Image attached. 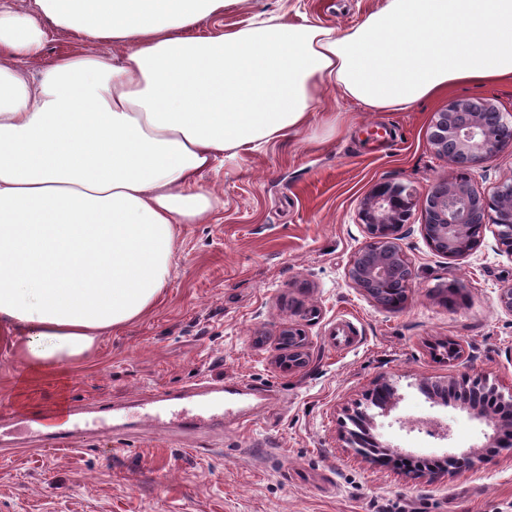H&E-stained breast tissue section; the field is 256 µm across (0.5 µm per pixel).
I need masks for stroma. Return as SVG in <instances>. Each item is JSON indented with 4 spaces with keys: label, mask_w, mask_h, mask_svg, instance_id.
Here are the masks:
<instances>
[{
    "label": "stroma",
    "mask_w": 512,
    "mask_h": 512,
    "mask_svg": "<svg viewBox=\"0 0 512 512\" xmlns=\"http://www.w3.org/2000/svg\"><path fill=\"white\" fill-rule=\"evenodd\" d=\"M378 2L239 0L219 21L236 27L293 7L344 29ZM465 97L512 114V83L459 85L404 112H369L325 90L322 108L342 114L335 130L316 122L202 174L223 205L179 225L171 278L144 318L104 337L88 362L35 380L0 349V411L39 417L121 403L134 420L128 435L75 450L0 448V512H506L512 451L425 483L365 459L346 439L348 414L382 382L397 388L400 422L380 428L379 439L419 456L483 441L481 424L425 402L419 384L483 379L512 394V315L498 305L512 286V258L492 232L452 260L428 245L413 209L400 244L416 278L398 309L377 305L346 276L366 241L358 211L375 184L422 193L451 173L427 130L435 112ZM285 326L306 334L304 368L277 362ZM448 340L463 345L462 358L440 357L437 345ZM203 378L274 398L197 443L137 425L139 399ZM414 417L449 423L450 441L409 430Z\"/></svg>",
    "instance_id": "obj_1"
}]
</instances>
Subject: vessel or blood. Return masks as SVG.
Segmentation results:
<instances>
[{"instance_id": "b4317fda", "label": "vessel or blood", "mask_w": 512, "mask_h": 512, "mask_svg": "<svg viewBox=\"0 0 512 512\" xmlns=\"http://www.w3.org/2000/svg\"><path fill=\"white\" fill-rule=\"evenodd\" d=\"M140 422L161 431H171L192 439L223 426L225 420L245 421L249 407L243 392L225 390L223 384L202 380L175 392H163L142 398ZM129 422L121 407L99 409L86 415L78 407H70L64 418L46 415L31 419L29 433L33 438H48L58 446L69 447L76 436L88 433L119 434Z\"/></svg>"}]
</instances>
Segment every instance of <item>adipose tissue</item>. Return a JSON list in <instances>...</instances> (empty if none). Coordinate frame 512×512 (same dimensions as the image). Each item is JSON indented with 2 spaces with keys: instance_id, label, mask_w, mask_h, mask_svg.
Listing matches in <instances>:
<instances>
[{
  "instance_id": "ef3b65f1",
  "label": "adipose tissue",
  "mask_w": 512,
  "mask_h": 512,
  "mask_svg": "<svg viewBox=\"0 0 512 512\" xmlns=\"http://www.w3.org/2000/svg\"><path fill=\"white\" fill-rule=\"evenodd\" d=\"M231 2L0 0V347L28 369L86 360L144 317L177 225L220 202L201 172L335 127L325 89L381 112L512 82V0H380L343 31L258 14L197 34ZM60 32L79 49L43 61Z\"/></svg>"
}]
</instances>
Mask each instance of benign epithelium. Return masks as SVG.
Returning <instances> with one entry per match:
<instances>
[{
  "label": "benign epithelium",
  "instance_id": "benign-epithelium-1",
  "mask_svg": "<svg viewBox=\"0 0 512 512\" xmlns=\"http://www.w3.org/2000/svg\"><path fill=\"white\" fill-rule=\"evenodd\" d=\"M503 113L489 98H463L433 115L428 142L436 154L448 158L455 173L440 180L423 195L405 183L381 182L363 198L358 217L366 244L347 271L354 287L373 296L381 285H395L409 295L415 270L400 245V230L413 207L420 206L424 238L439 254L450 258L468 255L493 228L498 250L512 257V181L500 184L490 196L478 190L462 171L481 167L503 150L512 149V136L503 127ZM281 348L288 351V366L306 364L305 333L292 327L280 331ZM470 416L491 429L480 449L448 451L451 472L472 470L502 450L512 448V403L491 412L477 402L463 404ZM416 429L440 440L451 437L449 426L429 418Z\"/></svg>",
  "mask_w": 512,
  "mask_h": 512
}]
</instances>
